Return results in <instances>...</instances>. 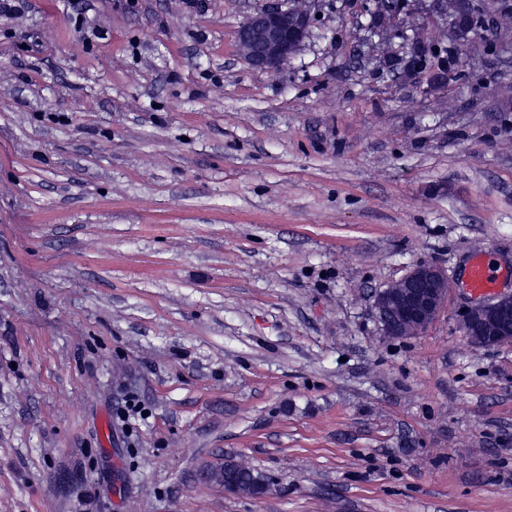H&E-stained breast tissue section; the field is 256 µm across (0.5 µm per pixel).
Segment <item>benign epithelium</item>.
I'll list each match as a JSON object with an SVG mask.
<instances>
[{"label": "benign epithelium", "instance_id": "7a95c632", "mask_svg": "<svg viewBox=\"0 0 512 512\" xmlns=\"http://www.w3.org/2000/svg\"><path fill=\"white\" fill-rule=\"evenodd\" d=\"M308 0H293L283 10L268 8L258 11L238 27L236 39L248 63L260 70L277 73L300 51L307 38L312 16L304 7ZM434 10L448 18L460 15L472 0H431ZM376 26L372 33L389 36L398 27L396 17L385 5H376ZM432 49L420 33H414L405 44L410 62ZM448 296V274L433 263L414 266L399 280L376 295L375 309L387 336L409 337L425 331L439 315ZM469 342L482 347L512 343V294H502L488 302L472 305L464 319Z\"/></svg>", "mask_w": 512, "mask_h": 512}]
</instances>
